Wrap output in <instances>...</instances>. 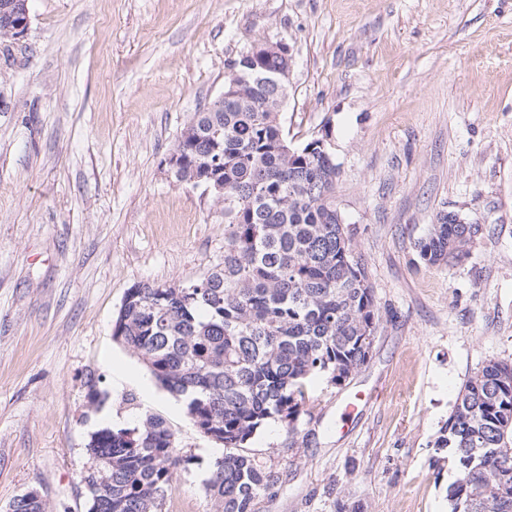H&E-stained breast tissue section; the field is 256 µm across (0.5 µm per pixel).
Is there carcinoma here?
Instances as JSON below:
<instances>
[{
  "label": "carcinoma",
  "mask_w": 512,
  "mask_h": 512,
  "mask_svg": "<svg viewBox=\"0 0 512 512\" xmlns=\"http://www.w3.org/2000/svg\"><path fill=\"white\" fill-rule=\"evenodd\" d=\"M270 98V89L245 84L183 127L174 149L188 164L223 160L224 261L189 283L133 285L112 329L184 402L192 425L227 449L206 479L220 512H253L277 483L244 445L269 418L294 423L313 376L338 385L364 365L379 319L367 267L333 200L336 162L311 141H289L278 113L264 111ZM480 231L443 212L418 255L431 265L461 262ZM433 448L448 452L455 471L450 512H512V365L491 360L464 382ZM88 451L84 479L96 483L102 468L109 478L88 497L89 512H164L174 476L192 461L159 417L102 425ZM11 512L46 507L24 493Z\"/></svg>",
  "instance_id": "obj_1"
}]
</instances>
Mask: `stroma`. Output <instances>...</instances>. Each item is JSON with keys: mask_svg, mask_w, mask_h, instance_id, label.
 Instances as JSON below:
<instances>
[{"mask_svg": "<svg viewBox=\"0 0 512 512\" xmlns=\"http://www.w3.org/2000/svg\"><path fill=\"white\" fill-rule=\"evenodd\" d=\"M261 41L293 49L280 121L336 161L379 321L361 368L247 442L277 477L254 512H449L434 441L469 376L512 364V0H29L24 38L0 41V512L31 490L87 512L108 409L162 417L192 457L166 512H217L222 446L112 326L134 284L223 261V205L165 161ZM443 211L482 231L429 266L415 245Z\"/></svg>", "mask_w": 512, "mask_h": 512, "instance_id": "stroma-1", "label": "stroma"}]
</instances>
